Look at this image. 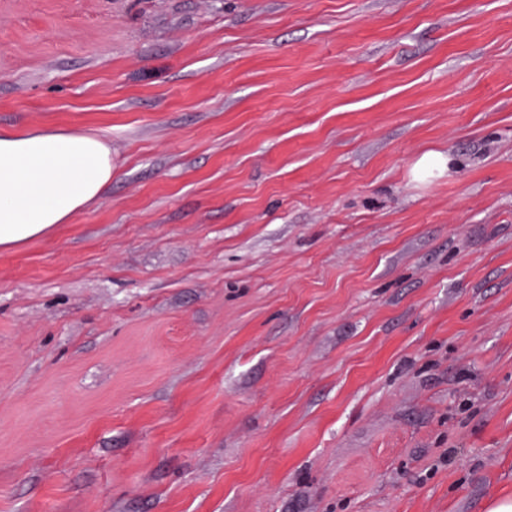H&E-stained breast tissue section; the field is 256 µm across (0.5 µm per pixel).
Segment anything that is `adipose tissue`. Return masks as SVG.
<instances>
[{"mask_svg":"<svg viewBox=\"0 0 512 512\" xmlns=\"http://www.w3.org/2000/svg\"><path fill=\"white\" fill-rule=\"evenodd\" d=\"M112 180V148L93 134L0 131V249L51 234Z\"/></svg>","mask_w":512,"mask_h":512,"instance_id":"adipose-tissue-1","label":"adipose tissue"}]
</instances>
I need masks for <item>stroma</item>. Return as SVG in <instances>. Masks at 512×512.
<instances>
[{"label":"stroma","instance_id":"1","mask_svg":"<svg viewBox=\"0 0 512 512\" xmlns=\"http://www.w3.org/2000/svg\"><path fill=\"white\" fill-rule=\"evenodd\" d=\"M48 126L112 182L0 250V512L512 498V0H0Z\"/></svg>","mask_w":512,"mask_h":512}]
</instances>
